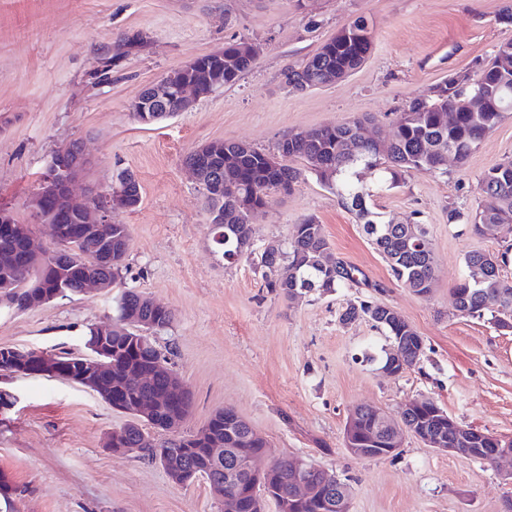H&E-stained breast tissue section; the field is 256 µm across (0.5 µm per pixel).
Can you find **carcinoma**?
Instances as JSON below:
<instances>
[{"instance_id":"cac0c4a2","label":"carcinoma","mask_w":512,"mask_h":512,"mask_svg":"<svg viewBox=\"0 0 512 512\" xmlns=\"http://www.w3.org/2000/svg\"><path fill=\"white\" fill-rule=\"evenodd\" d=\"M373 35L367 20L359 17L341 27L305 63L290 66L284 71L285 84L292 90L300 89L305 80L318 86L334 75L342 76L357 70L372 48ZM249 41L233 40L224 44V50L213 57H205L167 75V82H192L200 97L209 96L216 89L235 82L248 71L255 58L248 52ZM146 46L141 36L127 37L119 41L117 53L109 57L105 67L124 56L129 49L137 51ZM483 88L488 104L494 112H471L465 101ZM410 111L402 112L393 128V141L387 150L380 152L363 140L358 131L363 123L374 121L369 116L355 117L345 124L318 128L307 137L290 134L284 137L288 144V156L310 162L320 161L319 167L300 169L290 164L280 168L270 165L269 153L253 147L241 154L234 176L240 186V198L225 200L214 197L212 184L217 175L224 172V150L238 148V143L212 141L211 151L202 158L190 152L184 162L199 163L197 184L203 191L206 203L207 224L215 252L221 256L233 255L238 234L244 224L237 214L240 206L265 208L274 195H289L310 172L323 185L336 193L341 204L364 221L363 229L375 248L383 254L396 281L418 294L433 287L435 256L429 248V231L425 224H384L375 219L366 204L370 193L359 182L358 169L380 168L379 188L398 186L411 173L434 174L448 163V151L452 150L459 163L466 161L479 150L486 136L512 112V38L499 43L492 59L482 71H474L471 78L458 81L448 78L442 89H433L431 95L410 100ZM485 203L481 211L470 215L458 209L448 212V223L465 222L471 232L481 238L498 236L500 227L512 224V160L497 163L483 172L479 182ZM119 199V206L135 209L141 202V186L133 174L120 176L119 184L112 189ZM42 219L53 220L59 235L65 241L62 247L50 251L34 246L32 225L24 224L9 214L0 223V280L5 279L10 288L0 293L5 307L25 311L39 307L48 300L70 298L84 294L88 280L100 282L103 288L114 286L123 278L127 252L112 254L108 262L103 256L105 246L128 236L124 224H102L98 231L87 229L76 218L58 219L52 208L42 209ZM328 250L323 226L309 216L294 225L286 248L263 249L260 263L265 268V287L286 298L293 296V289L305 292L322 290L332 292L339 288H351L358 280L355 269L338 261L332 266L322 262ZM506 254H494L473 250L465 257L466 273L453 290L457 299L456 310L463 316L481 318L490 314L502 328H512V283L502 276L506 266ZM132 314L150 324L157 325L155 333L166 330L174 315L171 309H159L147 297L127 290L116 298L112 307L111 351L98 356L102 369L98 380L104 393L110 392L126 402L143 404L157 401L160 408L154 415L161 417L165 401L175 399L185 414H190L193 397L190 390L172 388L163 376H153L151 371L157 359H167L157 346L156 338L142 336L140 327L126 323L125 315ZM367 316L382 329L392 348L404 358L408 367L415 366L424 350L423 339L399 313L389 307L367 300L347 305L341 315L345 323ZM92 353L85 348L82 354L62 350L56 353L58 362L67 368H76ZM36 350L26 353L8 351L0 355V374L40 375L35 358ZM434 400L411 410L406 424L413 427H430L434 418L431 409ZM356 425L347 433L352 443L358 438L377 436L381 442L370 444L367 458L389 456L386 451V431L379 427L383 413L373 406H357L353 409ZM150 422L131 415L120 427L115 447L120 455H133L156 465L161 459L184 468H207L212 480H227L236 470V460L226 455L214 468L207 448L210 440L222 441L234 434L244 438L251 432L248 422L231 409H218L207 423L197 431L173 436L156 444L148 437L146 427ZM293 460L283 458L273 462L277 482L275 494L292 493Z\"/></svg>"}]
</instances>
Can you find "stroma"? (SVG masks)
<instances>
[{"instance_id": "obj_1", "label": "stroma", "mask_w": 512, "mask_h": 512, "mask_svg": "<svg viewBox=\"0 0 512 512\" xmlns=\"http://www.w3.org/2000/svg\"><path fill=\"white\" fill-rule=\"evenodd\" d=\"M506 0H0V210L46 225L29 207L53 152L82 142L91 163L82 184L107 192L120 174L142 187L138 207L113 213L127 225L123 289L171 308L158 338L171 369L193 394L184 432L221 408L233 409L267 444L263 463L311 460L348 481L350 512H512V464L465 461L404 436L396 456L362 459L344 446L350 409L371 405L399 416L428 397L459 425L512 439V329L491 316L459 315L453 290L468 251L512 248V224L498 238L448 221L451 209H480L481 173L512 159V113L466 164L412 174L378 189L368 206L388 224L427 225L435 285L418 296L397 282L355 213L314 175L292 194L273 197L256 216L257 246L287 244L295 224H322L332 259L354 267L360 283L295 299L264 286L259 255L230 264L216 253L204 197L182 159L215 141H240L275 152L285 135L356 116L374 115L388 133L403 106L449 75L488 60L512 26L498 16ZM365 17L373 47L364 64L321 89L290 90L283 73L301 64L343 25ZM147 46L101 61L127 36ZM245 38L261 46L234 84L198 100L190 111L145 127L131 105L143 88L196 57ZM371 300L401 314L424 341L417 366L397 377L382 370L385 336L368 318L345 323L347 303ZM110 296L57 299L0 312V346L81 350V332L106 321ZM17 397L0 413V475L14 491L16 512H222L205 479L172 483L155 464L112 454L104 435L127 417L94 392L59 378L0 376Z\"/></svg>"}]
</instances>
